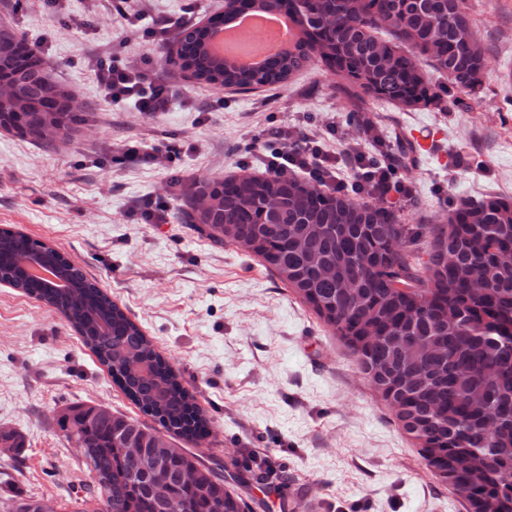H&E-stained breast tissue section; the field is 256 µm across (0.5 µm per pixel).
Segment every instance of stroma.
Instances as JSON below:
<instances>
[{"mask_svg":"<svg viewBox=\"0 0 512 512\" xmlns=\"http://www.w3.org/2000/svg\"><path fill=\"white\" fill-rule=\"evenodd\" d=\"M486 49L485 88L469 107L399 111L366 99L354 107L343 80L323 63L263 92L236 94L179 72L170 111L156 117L133 103L105 102L83 59L98 51L136 57L144 24L128 26L94 0H43L14 8L0 0V23L41 47L49 74L71 87L84 124L53 150L0 133V227L51 244L82 268L152 340L195 397L207 421L200 437H174L242 498L247 512H466L399 427L392 409L332 329L237 246L218 245L185 224L187 198L169 183H217L251 164L267 132L337 128L335 145L369 143L357 123L370 117L389 141L406 146L404 178L414 192L396 205L403 224L444 222L458 199H512V0H466ZM224 0H152L148 20L190 15L201 26ZM197 148L174 170L122 161L127 138ZM166 203L170 221L142 223L134 201ZM104 403L152 425L113 383L105 365L52 307L0 285V428L25 435L9 480L0 479V512L34 497L57 512H84L91 483L56 425L65 406ZM269 460L282 489L258 478Z\"/></svg>","mask_w":512,"mask_h":512,"instance_id":"35a3bbf8","label":"stroma"}]
</instances>
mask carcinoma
Segmentation results:
<instances>
[{"mask_svg": "<svg viewBox=\"0 0 512 512\" xmlns=\"http://www.w3.org/2000/svg\"><path fill=\"white\" fill-rule=\"evenodd\" d=\"M292 2L249 0L248 11L286 12L299 31L268 67L250 71L211 56L190 27L177 33L190 55L169 56L200 84L242 92L282 84L319 59L363 96L440 110L444 98L425 79V61L460 93L479 97L487 59L465 0H310L294 10ZM1 37L14 40L0 77L16 97L0 99V113L23 139L49 147L56 131L77 122L59 103L72 91L50 78L13 30L0 28ZM205 189L212 206L188 213L191 225L260 258L334 329L396 405L399 425L428 465L442 470L441 481L512 512V200H460L448 223L433 228L422 262L421 228L379 203L295 178L241 175L194 194ZM26 260L58 267L68 287L40 297L139 409L168 433L190 431L193 396L144 331L57 250L34 241L21 251L3 231L0 281L27 289L18 276ZM56 424L73 447L86 449L91 512H243L223 480L156 429L92 403L65 407ZM190 469L189 484L183 474ZM160 482L164 499L154 492Z\"/></svg>", "mask_w": 512, "mask_h": 512, "instance_id": "obj_1", "label": "carcinoma"}]
</instances>
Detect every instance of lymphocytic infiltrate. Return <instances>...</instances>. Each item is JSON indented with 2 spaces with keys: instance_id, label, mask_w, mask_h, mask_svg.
<instances>
[{
  "instance_id": "1",
  "label": "lymphocytic infiltrate",
  "mask_w": 512,
  "mask_h": 512,
  "mask_svg": "<svg viewBox=\"0 0 512 512\" xmlns=\"http://www.w3.org/2000/svg\"><path fill=\"white\" fill-rule=\"evenodd\" d=\"M91 67L101 93L111 102H133L138 111L148 115L169 110L173 97L169 82L151 74L141 63L99 56ZM335 133L332 127L323 136L295 129L270 130L258 160L265 174L273 177L301 172L321 188L336 192L349 186L391 206L411 199V188L398 176L400 158L395 152L388 150L376 158L353 145L338 152L327 145L328 137ZM345 165L356 172L353 184H346L341 176Z\"/></svg>"
}]
</instances>
